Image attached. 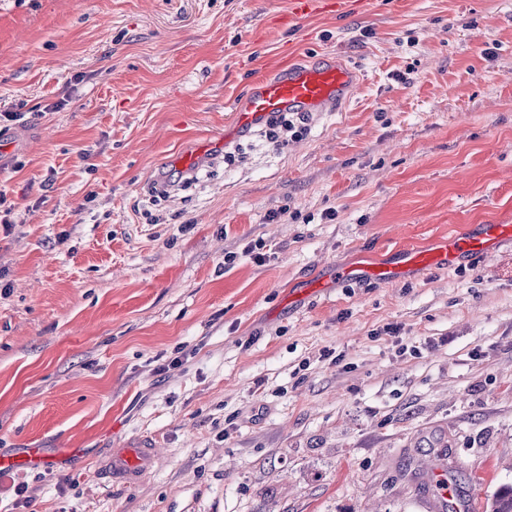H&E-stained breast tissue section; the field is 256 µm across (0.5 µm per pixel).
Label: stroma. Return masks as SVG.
<instances>
[{
	"label": "stroma",
	"instance_id": "35a3bbf8",
	"mask_svg": "<svg viewBox=\"0 0 512 512\" xmlns=\"http://www.w3.org/2000/svg\"><path fill=\"white\" fill-rule=\"evenodd\" d=\"M290 3L0 0V452L84 451L1 474L0 512H433L435 465L486 512L512 484V241L302 295L512 224V0ZM336 55L339 111L227 137L253 83ZM140 438L139 483L96 476ZM328 1L332 0H292V15L295 18H299L329 7L334 8L331 11H339L344 4L342 0H336V2Z\"/></svg>",
	"mask_w": 512,
	"mask_h": 512
}]
</instances>
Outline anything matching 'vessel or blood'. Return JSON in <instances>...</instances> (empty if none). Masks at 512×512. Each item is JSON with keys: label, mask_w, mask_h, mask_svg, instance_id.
<instances>
[{"label": "vessel or blood", "mask_w": 512, "mask_h": 512, "mask_svg": "<svg viewBox=\"0 0 512 512\" xmlns=\"http://www.w3.org/2000/svg\"><path fill=\"white\" fill-rule=\"evenodd\" d=\"M342 9L341 0H292V14L303 17L326 8ZM359 85L355 71L342 59L288 69L273 79L259 81L245 97L236 101L234 120L238 127L250 128L269 116L283 112H332L346 104ZM512 238L508 224H484L478 232L442 240L435 250L407 252L404 260L414 266L452 265L464 252L481 259L497 243ZM74 448L49 452L45 448H27L15 455H0V472L41 470L53 465L57 457H74ZM157 450L153 443L136 442L113 451L97 470L113 483L137 482L153 466Z\"/></svg>", "instance_id": "1"}]
</instances>
